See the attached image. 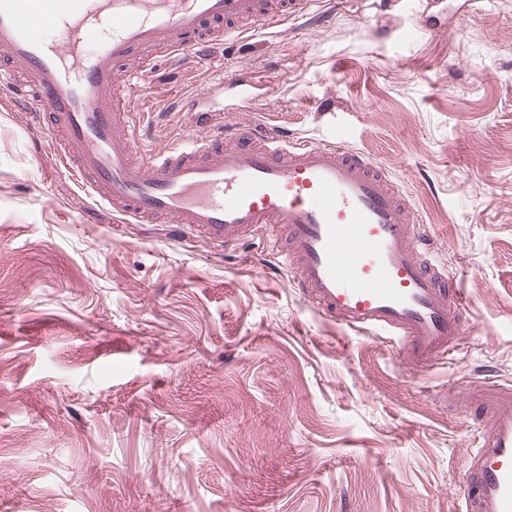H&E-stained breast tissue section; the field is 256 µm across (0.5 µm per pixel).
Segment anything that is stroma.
Instances as JSON below:
<instances>
[{
	"label": "stroma",
	"mask_w": 512,
	"mask_h": 512,
	"mask_svg": "<svg viewBox=\"0 0 512 512\" xmlns=\"http://www.w3.org/2000/svg\"><path fill=\"white\" fill-rule=\"evenodd\" d=\"M311 0L162 64L144 151L278 121L384 165L472 302L413 369L326 318L257 240L128 223L56 168L0 88V512H454L472 442L457 387L512 385V0ZM261 76L239 99L226 78Z\"/></svg>",
	"instance_id": "1"
}]
</instances>
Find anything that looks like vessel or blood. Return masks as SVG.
<instances>
[{"label": "vessel or blood", "instance_id": "1", "mask_svg": "<svg viewBox=\"0 0 512 512\" xmlns=\"http://www.w3.org/2000/svg\"><path fill=\"white\" fill-rule=\"evenodd\" d=\"M308 3L0 0V83L42 124L60 169L99 204L219 245L261 238L323 314L391 337L404 363L422 368L459 344L469 303L383 166L275 125L246 131L214 112L204 115L211 135L139 148L130 86L157 57L192 51L208 60L229 36L279 27ZM464 420L476 444L460 512H512V388L468 389Z\"/></svg>", "mask_w": 512, "mask_h": 512}]
</instances>
